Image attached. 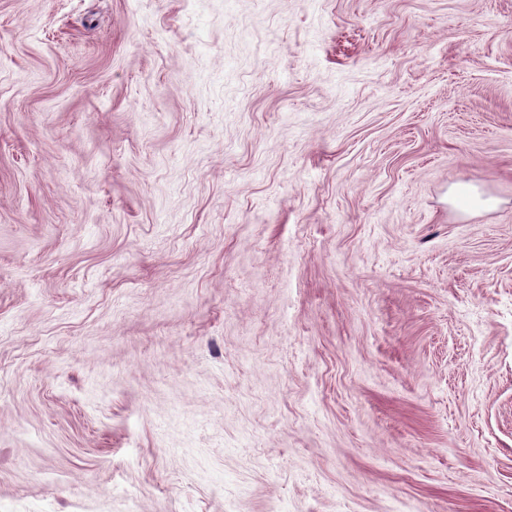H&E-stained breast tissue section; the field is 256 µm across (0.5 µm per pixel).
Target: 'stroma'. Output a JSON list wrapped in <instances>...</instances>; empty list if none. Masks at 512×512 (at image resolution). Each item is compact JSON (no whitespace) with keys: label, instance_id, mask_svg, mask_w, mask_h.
I'll list each match as a JSON object with an SVG mask.
<instances>
[{"label":"stroma","instance_id":"stroma-1","mask_svg":"<svg viewBox=\"0 0 512 512\" xmlns=\"http://www.w3.org/2000/svg\"><path fill=\"white\" fill-rule=\"evenodd\" d=\"M0 512H512V0H0Z\"/></svg>","mask_w":512,"mask_h":512}]
</instances>
